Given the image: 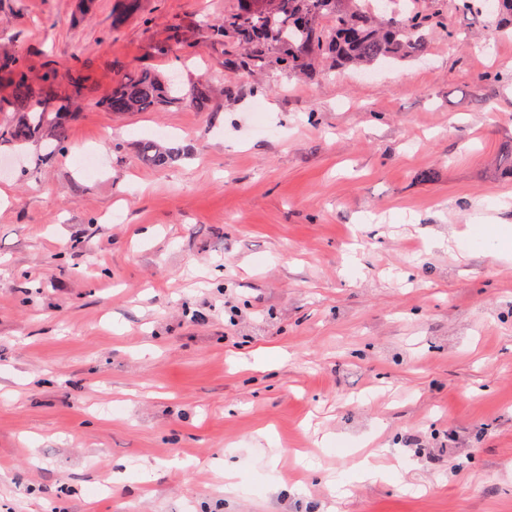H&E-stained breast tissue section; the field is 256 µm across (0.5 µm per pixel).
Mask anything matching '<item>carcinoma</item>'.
I'll use <instances>...</instances> for the list:
<instances>
[{
    "label": "carcinoma",
    "instance_id": "1",
    "mask_svg": "<svg viewBox=\"0 0 512 512\" xmlns=\"http://www.w3.org/2000/svg\"><path fill=\"white\" fill-rule=\"evenodd\" d=\"M242 7L224 14L217 22L203 21L210 36L221 42H244L252 47L245 64L269 63L294 73L311 61L332 56L340 63L359 68L388 60L405 61L423 49V33L434 28L448 34V20L437 9L390 10L382 24L372 21L378 8L372 0H241ZM491 14L504 22L498 33H512V0H491ZM140 0H114L112 26L139 11ZM190 43L187 26L174 22L166 35L152 43L158 56L180 57ZM8 77L11 93L7 102L10 117L0 123V142L35 144L48 156L68 141L74 110L83 95V77L72 65L57 61L46 64L42 77L34 81L20 55L0 45V77ZM215 94L208 81L182 93L178 75L137 71L115 82L101 100L107 112H154L171 105L205 107ZM141 158L160 168L169 164L172 153L153 139L138 145Z\"/></svg>",
    "mask_w": 512,
    "mask_h": 512
}]
</instances>
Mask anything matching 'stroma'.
Masks as SVG:
<instances>
[{"mask_svg":"<svg viewBox=\"0 0 512 512\" xmlns=\"http://www.w3.org/2000/svg\"><path fill=\"white\" fill-rule=\"evenodd\" d=\"M112 3L0 0L31 76L79 47L85 85L62 151L0 145V512H512V261L455 244L512 195V37L452 9L311 78L151 52L239 0ZM134 69L222 91L99 108ZM374 448L398 479L354 480ZM188 27L181 22L171 23L166 35L152 43L153 51L158 56L180 58V49L190 43ZM141 158L149 165L160 168L169 164L172 153L164 149L156 140L144 139L138 145Z\"/></svg>","mask_w":512,"mask_h":512,"instance_id":"1","label":"stroma"}]
</instances>
